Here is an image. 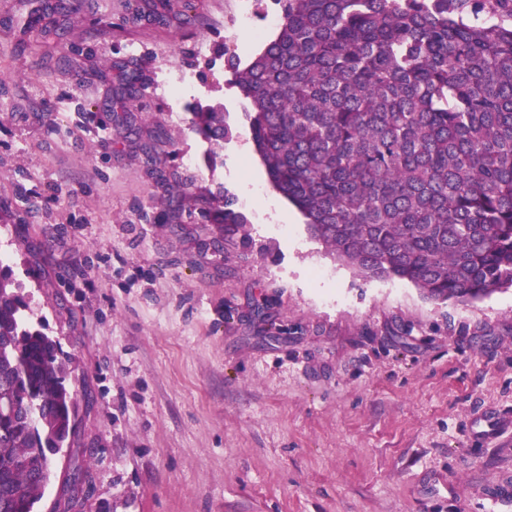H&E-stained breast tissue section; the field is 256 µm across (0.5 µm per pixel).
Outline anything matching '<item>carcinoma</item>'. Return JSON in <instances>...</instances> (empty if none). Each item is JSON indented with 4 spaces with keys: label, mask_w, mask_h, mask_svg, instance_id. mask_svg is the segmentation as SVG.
I'll return each instance as SVG.
<instances>
[{
    "label": "carcinoma",
    "mask_w": 512,
    "mask_h": 512,
    "mask_svg": "<svg viewBox=\"0 0 512 512\" xmlns=\"http://www.w3.org/2000/svg\"><path fill=\"white\" fill-rule=\"evenodd\" d=\"M276 37L231 83L271 184L373 279L467 304L512 287V0H273ZM191 127L230 140L223 106ZM227 234L246 223L208 200ZM0 265V512H36L75 395Z\"/></svg>",
    "instance_id": "carcinoma-1"
}]
</instances>
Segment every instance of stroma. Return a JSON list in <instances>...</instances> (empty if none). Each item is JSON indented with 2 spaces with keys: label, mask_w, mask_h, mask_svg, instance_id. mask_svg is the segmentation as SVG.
<instances>
[{
  "label": "stroma",
  "mask_w": 512,
  "mask_h": 512,
  "mask_svg": "<svg viewBox=\"0 0 512 512\" xmlns=\"http://www.w3.org/2000/svg\"><path fill=\"white\" fill-rule=\"evenodd\" d=\"M57 2L0 0V263L71 360L73 512H512V288L437 302L311 236L198 51L248 62L276 31L235 17L271 0H171L163 25ZM175 69L223 105V148L171 116ZM208 190L247 238L205 222Z\"/></svg>",
  "instance_id": "1"
}]
</instances>
